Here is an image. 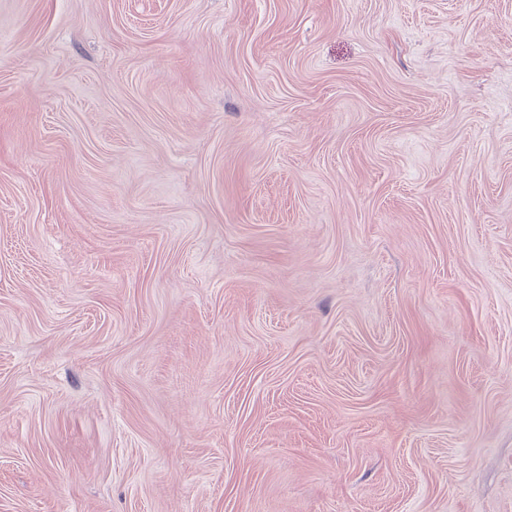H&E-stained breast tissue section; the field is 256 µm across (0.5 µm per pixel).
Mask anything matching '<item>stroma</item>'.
I'll return each instance as SVG.
<instances>
[{"mask_svg":"<svg viewBox=\"0 0 512 512\" xmlns=\"http://www.w3.org/2000/svg\"><path fill=\"white\" fill-rule=\"evenodd\" d=\"M0 512H512V0H0Z\"/></svg>","mask_w":512,"mask_h":512,"instance_id":"35a3bbf8","label":"stroma"}]
</instances>
